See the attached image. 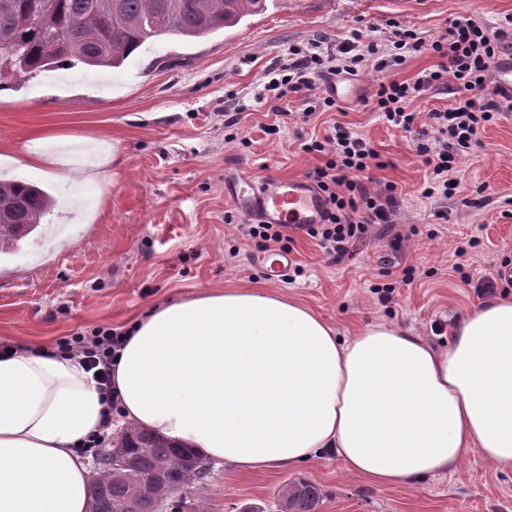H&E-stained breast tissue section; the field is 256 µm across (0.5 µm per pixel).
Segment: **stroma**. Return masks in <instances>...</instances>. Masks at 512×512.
<instances>
[{"label": "stroma", "mask_w": 512, "mask_h": 512, "mask_svg": "<svg viewBox=\"0 0 512 512\" xmlns=\"http://www.w3.org/2000/svg\"><path fill=\"white\" fill-rule=\"evenodd\" d=\"M509 15L512 0H268L265 12L236 27L193 42L156 39L119 68L58 63L1 82L0 178L46 189L54 198L46 220L57 233L40 242L28 237L0 256V341L53 350L76 334L129 326L201 292L267 288L303 302L339 335L385 324L446 348L461 316L490 296L512 294V281H499L491 295L465 281L512 262V216L504 214L512 197V112L487 124L460 160V192L427 199L421 191L429 171L410 138L364 101L380 80L414 82L433 69L434 55L410 53L381 72L366 67L354 96L307 124L281 118L299 111L295 95L276 103L257 95L292 47L335 44L360 26L383 47L395 24L433 38L458 19L494 28ZM228 114L237 120L229 129ZM336 122L378 153L384 167L372 175L397 185L396 222L375 226L337 263L316 240L291 232L280 248L302 273L271 281L254 261L258 247L237 230L244 218L224 196V170L306 177L324 158L302 151L301 138L323 136ZM47 134L63 137L68 149L96 143L113 150L104 180L78 186L67 166L27 167L29 142ZM479 187L490 196L481 209L471 205ZM441 211L447 220L438 219ZM474 238L478 247H469ZM375 283L396 284L391 302L372 293ZM210 466L190 498L193 512L249 505L278 512L282 488L298 479L323 489L319 512H512V474L477 450L454 470L410 486L368 482L333 454L254 474L217 460Z\"/></svg>", "instance_id": "35a3bbf8"}]
</instances>
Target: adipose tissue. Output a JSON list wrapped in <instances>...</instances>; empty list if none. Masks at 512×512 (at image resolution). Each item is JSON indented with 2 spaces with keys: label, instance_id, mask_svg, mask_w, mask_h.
<instances>
[{
  "label": "adipose tissue",
  "instance_id": "ef3b65f1",
  "mask_svg": "<svg viewBox=\"0 0 512 512\" xmlns=\"http://www.w3.org/2000/svg\"><path fill=\"white\" fill-rule=\"evenodd\" d=\"M124 422L243 473L335 453L383 486L479 450L512 473V295L468 314L448 347L377 325L342 339L297 300L211 290L139 319L112 369ZM105 403L77 357L0 356V512H86L78 448Z\"/></svg>",
  "mask_w": 512,
  "mask_h": 512
}]
</instances>
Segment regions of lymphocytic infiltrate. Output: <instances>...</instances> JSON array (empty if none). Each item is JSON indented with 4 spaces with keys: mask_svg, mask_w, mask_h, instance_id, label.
<instances>
[{
    "mask_svg": "<svg viewBox=\"0 0 512 512\" xmlns=\"http://www.w3.org/2000/svg\"><path fill=\"white\" fill-rule=\"evenodd\" d=\"M424 51L437 57L435 69L411 84L379 82L369 104L392 127L412 137L417 155L430 170L423 197L447 198L457 192L455 165L478 144L480 129L496 114L512 112V97L489 86L496 60L512 53V17L493 31L469 19L458 20L434 38L398 24L385 51L370 40L367 30L355 28L334 50L318 42L305 50L289 49L287 63L264 84L259 97L279 100L291 93L299 95L298 117L307 123L320 110L336 106L335 97L317 94L318 81L353 77L369 64L381 71L405 54ZM440 88L454 94L448 107L425 114L413 109L417 97ZM301 148L325 157L323 165L309 173L323 197V220L302 225L301 230L335 262L373 226L393 223L398 188L388 182L382 189H371L370 171L378 154L365 138L346 127L332 126L323 139L302 142ZM124 340L123 329L99 327L91 335L58 344L59 353L82 356L87 369L93 370L110 416L119 410L112 368Z\"/></svg>",
    "mask_w": 512,
    "mask_h": 512,
    "instance_id": "f902f5d3",
    "label": "lymphocytic infiltrate"
}]
</instances>
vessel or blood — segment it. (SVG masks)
<instances>
[{
	"instance_id": "vessel-or-blood-1",
	"label": "vessel or blood",
	"mask_w": 512,
	"mask_h": 512,
	"mask_svg": "<svg viewBox=\"0 0 512 512\" xmlns=\"http://www.w3.org/2000/svg\"><path fill=\"white\" fill-rule=\"evenodd\" d=\"M224 196L246 219L264 224H316L322 202L303 178L225 175Z\"/></svg>"
}]
</instances>
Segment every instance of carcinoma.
<instances>
[{
    "instance_id": "cac0c4a2",
    "label": "carcinoma",
    "mask_w": 512,
    "mask_h": 512,
    "mask_svg": "<svg viewBox=\"0 0 512 512\" xmlns=\"http://www.w3.org/2000/svg\"><path fill=\"white\" fill-rule=\"evenodd\" d=\"M266 0H0V80L61 63L119 68L159 36L181 40L208 37L264 12ZM52 199L44 189L0 180V255L42 224ZM126 467L100 472L103 493L89 512H125L141 493L167 500L204 484L211 474L202 456L157 433L129 427L115 439ZM323 490L308 481L291 482L280 494L281 512H319Z\"/></svg>"
}]
</instances>
